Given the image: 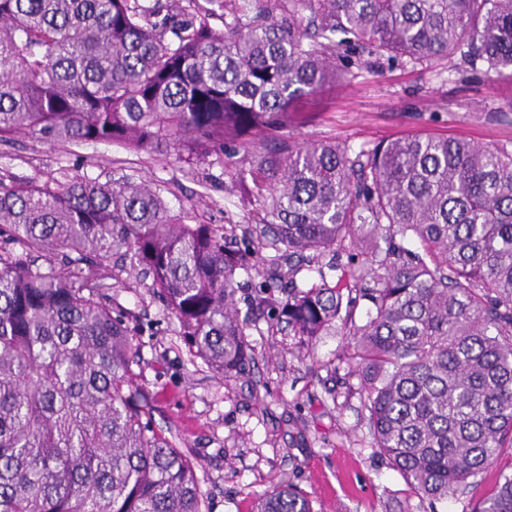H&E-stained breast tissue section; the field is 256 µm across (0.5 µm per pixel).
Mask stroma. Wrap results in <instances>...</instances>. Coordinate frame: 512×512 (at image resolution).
I'll return each mask as SVG.
<instances>
[{
    "label": "stroma",
    "mask_w": 512,
    "mask_h": 512,
    "mask_svg": "<svg viewBox=\"0 0 512 512\" xmlns=\"http://www.w3.org/2000/svg\"><path fill=\"white\" fill-rule=\"evenodd\" d=\"M301 109L306 119L289 128L301 142L356 149L419 133L485 146L512 142V78L473 73L455 58L371 63ZM0 172L21 180L145 181L162 190L173 213L192 220L243 231L251 219L219 165L151 157L116 143L74 146L20 135L0 142ZM110 293L133 332L132 369L153 401L151 426L193 460L205 512H253L256 498L280 483L307 492L313 512H469L512 468L507 448L466 494L431 504L372 447L360 380L339 362L344 339L335 330L303 350L287 328L258 318L249 330L255 360L246 375L227 380L190 356L148 281L116 267Z\"/></svg>",
    "instance_id": "obj_1"
}]
</instances>
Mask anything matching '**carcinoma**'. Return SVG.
I'll return each instance as SVG.
<instances>
[{
    "mask_svg": "<svg viewBox=\"0 0 512 512\" xmlns=\"http://www.w3.org/2000/svg\"><path fill=\"white\" fill-rule=\"evenodd\" d=\"M0 0V141L116 143L224 166L258 245L187 222L145 182L0 175V512H203L150 426L112 261L151 278L189 353L231 379L258 312L307 345L337 327L373 447L448 502L512 448V145L415 135L354 150L284 134L361 56L512 71V0ZM224 20L217 30L211 19ZM296 285L299 262L340 268ZM261 282L240 316V273ZM366 320L356 321L359 304ZM254 512H312L293 484ZM470 512H512V471Z\"/></svg>",
    "mask_w": 512,
    "mask_h": 512,
    "instance_id": "1",
    "label": "carcinoma"
}]
</instances>
